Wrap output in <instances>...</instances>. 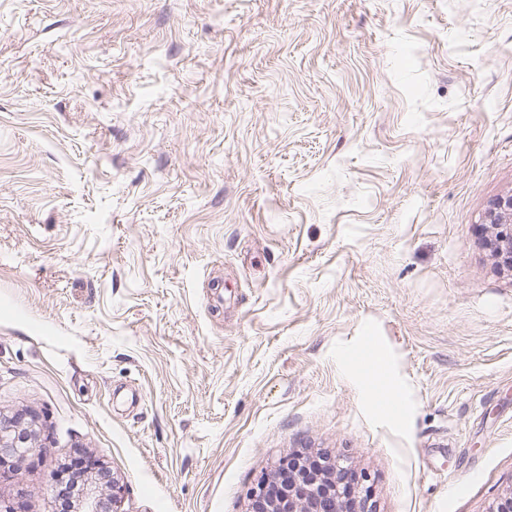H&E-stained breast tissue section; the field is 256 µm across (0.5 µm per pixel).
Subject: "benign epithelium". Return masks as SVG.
I'll list each match as a JSON object with an SVG mask.
<instances>
[{
    "mask_svg": "<svg viewBox=\"0 0 512 512\" xmlns=\"http://www.w3.org/2000/svg\"><path fill=\"white\" fill-rule=\"evenodd\" d=\"M485 245L499 271L512 273V192L493 199L485 212ZM46 448L39 414L22 410L0 413V466L21 461ZM319 468L308 478L298 475L288 485L272 490L279 470L263 474L250 489L247 512H377L367 479L356 475L341 456L319 454ZM122 485L112 479L103 485L89 477L84 482L78 512H105L116 502Z\"/></svg>",
    "mask_w": 512,
    "mask_h": 512,
    "instance_id": "benign-epithelium-1",
    "label": "benign epithelium"
}]
</instances>
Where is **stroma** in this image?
Returning a JSON list of instances; mask_svg holds the SVG:
<instances>
[{"instance_id": "stroma-1", "label": "stroma", "mask_w": 512, "mask_h": 512, "mask_svg": "<svg viewBox=\"0 0 512 512\" xmlns=\"http://www.w3.org/2000/svg\"><path fill=\"white\" fill-rule=\"evenodd\" d=\"M511 190L512 0H0V411L47 438L0 497L55 512L79 458L116 512H245L308 450L378 512H488ZM485 245L499 271L512 273V192L493 199L485 212Z\"/></svg>"}]
</instances>
